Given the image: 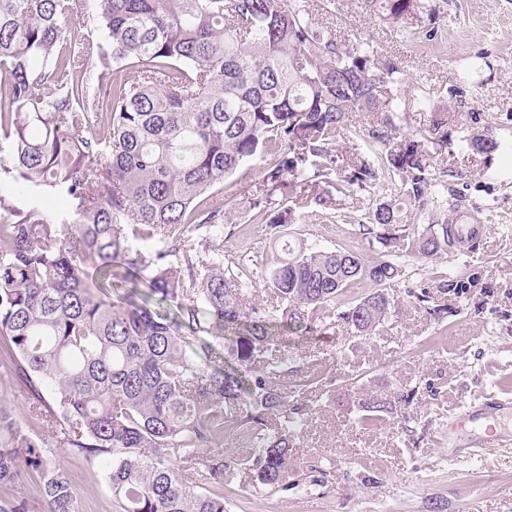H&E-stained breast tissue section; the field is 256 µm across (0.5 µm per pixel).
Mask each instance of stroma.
I'll use <instances>...</instances> for the list:
<instances>
[{
	"mask_svg": "<svg viewBox=\"0 0 512 512\" xmlns=\"http://www.w3.org/2000/svg\"><path fill=\"white\" fill-rule=\"evenodd\" d=\"M435 9L438 35L427 40L415 22L393 23L363 0H325L315 13L341 45L366 42L377 67L395 63L406 84L395 124L403 136L428 134L448 117V145L427 146L437 184L425 209L411 208V224H441L454 207L476 208L485 238L432 263L404 257V282L390 288L395 311L374 334L336 325L323 342L289 335L300 369L309 352L324 358L333 397H314L304 434L291 453L287 490L269 492L238 474L224 487L227 512H512V413L496 419L504 442L478 456L453 455L452 417L490 393H512V0H422ZM492 139L489 153L475 138ZM400 197L399 179H384L358 195H337L335 211L302 209L291 238L314 249L350 248L367 260L384 258L380 244L360 232L369 212ZM219 244L244 272L270 267L281 245L244 211L229 216ZM447 292H439L440 281ZM426 288L428 303L410 290ZM395 397L391 413L367 429L356 426L359 404ZM0 369V403L40 436L48 466L60 467L76 489L80 512H115L98 459L57 460L61 434L47 406Z\"/></svg>",
	"mask_w": 512,
	"mask_h": 512,
	"instance_id": "1",
	"label": "stroma"
}]
</instances>
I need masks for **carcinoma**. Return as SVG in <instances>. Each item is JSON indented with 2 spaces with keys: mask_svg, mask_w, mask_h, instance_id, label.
<instances>
[{
  "mask_svg": "<svg viewBox=\"0 0 512 512\" xmlns=\"http://www.w3.org/2000/svg\"><path fill=\"white\" fill-rule=\"evenodd\" d=\"M104 36L76 22L77 0H0V336L5 363L37 400L54 394L67 453L97 458L117 512H226L237 471L288 489L295 427L333 380L316 364L290 378L287 328L349 326L371 334L395 307L401 265L351 249L286 242L260 270L273 294L246 307L251 278L224 265L209 233L245 209L277 238L297 210L335 207L396 176L424 207L434 184L422 139L394 140L402 73L377 69L368 47L341 48L312 21L309 0H96ZM388 19L418 20L420 0H366ZM93 67L107 76L95 92ZM377 112L367 137L380 162L343 154L353 111ZM269 154L260 193L214 199L240 166ZM58 194L68 209L38 204ZM368 239L433 261L464 242L454 224H408L383 202ZM202 233L201 249L188 234ZM154 240L149 254L133 247ZM368 280L378 289L336 299ZM123 292L112 296V289ZM191 333V344L181 336ZM235 364L219 368L208 338ZM392 400L361 404V426ZM244 451L228 454L224 440ZM43 443L0 406V512H27L20 463L44 512H79L76 490L43 459Z\"/></svg>",
  "mask_w": 512,
  "mask_h": 512,
  "instance_id": "1",
  "label": "carcinoma"
}]
</instances>
